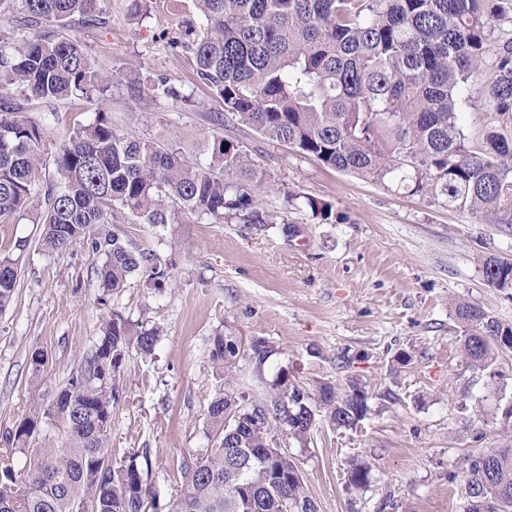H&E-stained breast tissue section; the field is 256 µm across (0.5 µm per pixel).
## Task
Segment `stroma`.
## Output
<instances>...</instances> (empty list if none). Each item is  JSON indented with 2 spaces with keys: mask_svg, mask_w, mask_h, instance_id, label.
<instances>
[{
  "mask_svg": "<svg viewBox=\"0 0 512 512\" xmlns=\"http://www.w3.org/2000/svg\"><path fill=\"white\" fill-rule=\"evenodd\" d=\"M100 23L76 27L104 75L136 70L193 91L194 106L161 98L134 103L112 80L99 104L60 102L58 122L45 121L43 149L55 152L74 126L104 107L114 127L161 138L192 152L212 133L242 146L269 177L262 206L280 212L296 234L190 216L152 227L119 225L134 246L169 264L164 292L130 279L104 294L100 260L86 242L45 252L31 217L0 221V257L18 270L12 303L0 312V448L5 434L44 408L80 368L99 334L105 308L140 328H163L151 355L130 348L116 381L109 449L140 450L139 464L162 512L181 490L184 471L212 445L206 410L224 391L246 402L263 398L281 370L299 368L315 399L316 425L306 447L285 439L318 512H462L460 481L448 478L474 448L512 444V364L501 379L465 363L457 302L476 303L512 323V288L490 287L481 261L512 259V224H489L430 198L320 166L251 127L226 119L221 100L193 87V63L169 42L177 12L153 0H101ZM333 207L336 221L318 223L309 209L286 207L285 192ZM241 343L232 366L210 359L213 340ZM261 345L258 358L253 345ZM44 354L34 365L33 354ZM407 363H399V354ZM365 384L370 411L357 429L331 426L319 402L322 386ZM371 465L369 486L348 482L354 461Z\"/></svg>",
  "mask_w": 512,
  "mask_h": 512,
  "instance_id": "stroma-1",
  "label": "stroma"
}]
</instances>
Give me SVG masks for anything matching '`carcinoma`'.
I'll use <instances>...</instances> for the list:
<instances>
[{
    "label": "carcinoma",
    "mask_w": 512,
    "mask_h": 512,
    "mask_svg": "<svg viewBox=\"0 0 512 512\" xmlns=\"http://www.w3.org/2000/svg\"><path fill=\"white\" fill-rule=\"evenodd\" d=\"M100 0H0L21 24L0 29V221L36 212L41 245L63 252L84 240L102 256L96 269L104 292L132 277L161 291L167 270L151 250L135 249L111 224L162 226L175 215L214 223L287 224L259 207L266 174L238 143L218 133L193 161L176 144L116 130L104 109L79 124L46 168L45 127L26 117L41 103L93 100L105 82L74 34L96 17ZM198 21L181 22L170 43L195 61V81L224 103V112L271 143L287 145L318 164L421 194L450 209L512 224V134L491 126L471 148L459 126L462 98L496 115H512V41L495 53V78L474 88L489 53L491 23H512V0H194ZM129 97L194 103L164 78L122 72ZM302 205L323 223L333 207L310 197ZM489 286L512 288V263L483 259ZM14 263L0 259V312L12 302ZM461 351L470 366L502 375L512 357V324L478 304L456 303ZM157 328L140 329L112 310L84 365L38 418L21 421L0 455V512H156L138 464L140 452L108 453L114 383L126 353H153ZM228 337L214 339L211 360L239 354ZM294 368L283 371L264 400L250 406L232 392L208 406L212 447L185 470L168 512H317L293 459L274 438L305 446L316 423L310 395ZM320 399L338 429H355L368 413V391L357 382ZM37 438L35 447L31 439ZM23 455V462L14 454ZM464 512H512V446L470 451L461 458ZM371 469L352 464L349 482L364 488Z\"/></svg>",
    "instance_id": "cac0c4a2"
}]
</instances>
